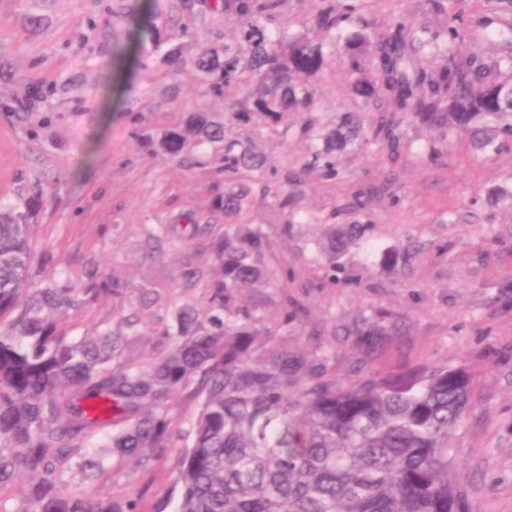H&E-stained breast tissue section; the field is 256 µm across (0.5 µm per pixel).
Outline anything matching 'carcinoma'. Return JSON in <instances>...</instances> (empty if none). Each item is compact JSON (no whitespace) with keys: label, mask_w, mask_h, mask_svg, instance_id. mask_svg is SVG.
Returning a JSON list of instances; mask_svg holds the SVG:
<instances>
[{"label":"carcinoma","mask_w":512,"mask_h":512,"mask_svg":"<svg viewBox=\"0 0 512 512\" xmlns=\"http://www.w3.org/2000/svg\"><path fill=\"white\" fill-rule=\"evenodd\" d=\"M281 0H222L224 13L246 16L235 45L172 50L176 73L190 70L216 96L234 86L222 118L190 112L149 145L183 160L190 144H224V234L207 275L205 307L174 314L169 350L139 363L126 358L136 335L106 329L72 342L60 320L87 304L98 288L29 281L30 203L0 202V491L19 473L34 482L22 512H137L130 496L95 498L62 486L61 462L82 449L73 470L98 478L113 457L143 460L163 448L172 419L164 402L197 383L202 396L190 443L181 452L177 512H467L453 436L471 407L472 377L462 366H410L341 381L331 356L291 351L273 343L288 331L257 326L249 312L257 295L288 283V269L264 262L268 235L244 221L256 202L243 170L264 175L268 159L249 138L227 130L260 116L288 128L300 124L317 141L307 169L336 175V156L369 141L400 148L403 124L432 131L458 128L492 149L512 136V75L507 58L461 60L454 49L466 32L393 22L376 41L357 21V5L329 4L299 36L266 32L262 17ZM344 38L351 90L380 113L371 137L358 116L332 126L312 117L316 102L300 77L319 74L324 46ZM443 57L422 65L424 49ZM277 209L294 206L288 189L262 190ZM365 224L331 229V253L355 245Z\"/></svg>","instance_id":"carcinoma-1"}]
</instances>
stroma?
Instances as JSON below:
<instances>
[{"label": "stroma", "mask_w": 512, "mask_h": 512, "mask_svg": "<svg viewBox=\"0 0 512 512\" xmlns=\"http://www.w3.org/2000/svg\"><path fill=\"white\" fill-rule=\"evenodd\" d=\"M329 0H282L268 30L299 35ZM358 27L373 36L398 19L468 30L459 50L493 61L506 55L500 32L512 29V0L489 11L484 0H356ZM162 44L140 41L146 17ZM236 25L205 0H0V200L32 198L29 218L35 281L84 288L116 282L59 325L77 341L122 317H138L135 353L167 350L175 308L201 301L213 262L212 237L224 216L212 203L224 191V153L204 144L187 163L151 153L186 113L224 112L192 74L173 75L166 49L191 56L208 44H230ZM343 45L328 48L323 71L309 79L320 122L361 112ZM365 128L375 113L361 112ZM238 136L256 138L269 159L267 183L293 178L297 204L282 215L258 199L253 223L271 242L266 259L287 267L286 286L270 289L263 325L287 320L283 346L334 354L336 374L427 364L466 367L472 409L453 439L468 512H512V138L496 149L472 148L467 134L406 124L397 159L380 144L339 155L335 178L304 171L308 142L297 128L253 118ZM363 208H355V198ZM196 211L207 234L180 224ZM364 224L360 243L337 258L326 250L329 225ZM337 261L346 274L328 287L323 271ZM196 272L186 282V272ZM201 402L186 388L168 402L167 447L148 463L110 460L107 477L67 487L96 497L128 495L138 512H175L179 455Z\"/></svg>", "instance_id": "35a3bbf8"}]
</instances>
